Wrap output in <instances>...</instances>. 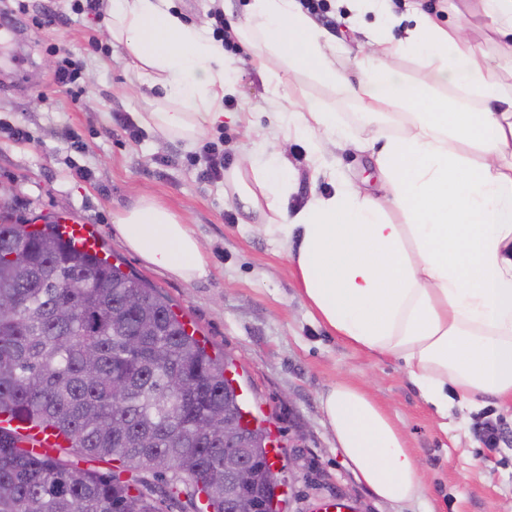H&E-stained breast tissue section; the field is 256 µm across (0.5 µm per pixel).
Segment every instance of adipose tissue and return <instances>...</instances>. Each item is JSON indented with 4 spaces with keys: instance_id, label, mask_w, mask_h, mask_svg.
Listing matches in <instances>:
<instances>
[{
    "instance_id": "adipose-tissue-1",
    "label": "adipose tissue",
    "mask_w": 512,
    "mask_h": 512,
    "mask_svg": "<svg viewBox=\"0 0 512 512\" xmlns=\"http://www.w3.org/2000/svg\"><path fill=\"white\" fill-rule=\"evenodd\" d=\"M440 23L422 0L395 13L390 0H352L350 24L365 40L353 73L336 42L297 0H250L231 28L253 47V65L280 57L288 77L341 86L368 125L360 148L384 181L372 197L340 183L289 210L296 175L283 152L257 143L227 175L238 206L263 214L262 231L289 246L297 285L318 322L370 354L403 361L440 417L448 397L512 401V0H453ZM112 43L134 59L163 104L146 125L194 142L224 120L236 66L221 42L172 12L168 0H108ZM484 19L497 53L476 48L469 18ZM418 54L423 82L397 65ZM281 143L305 141L311 161L350 142L322 102L289 103L273 115ZM395 122L385 135L383 123ZM400 223H393L392 215ZM130 250L187 283L211 274L206 249L177 215L140 198L118 219ZM321 409L344 455L381 500L418 498L423 474L402 430L361 387L331 386Z\"/></svg>"
}]
</instances>
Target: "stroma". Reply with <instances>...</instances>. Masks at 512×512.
Segmentation results:
<instances>
[{
    "instance_id": "35a3bbf8",
    "label": "stroma",
    "mask_w": 512,
    "mask_h": 512,
    "mask_svg": "<svg viewBox=\"0 0 512 512\" xmlns=\"http://www.w3.org/2000/svg\"><path fill=\"white\" fill-rule=\"evenodd\" d=\"M14 0L15 37L0 42V121L22 126L30 140L18 143L0 129V204L10 219L46 222L80 217L97 234L113 263L156 287L198 330L209 351L233 363L249 398L277 435L286 503L283 512H313L318 502L340 495L357 512H512V404L482 398L448 405V427L425 401L402 361L358 350L329 332L310 314L297 286L284 243L261 234L259 215L245 214L225 182L200 180L188 163L205 142H224L226 168L237 165L251 146L249 127H268L273 95L297 101L321 100L354 138L364 137L357 101L338 87L301 77L277 85L282 63L269 57L266 75L252 65L253 49L238 41L236 95L225 97L233 120L186 143L165 138L139 123L152 111L160 88L141 85L131 58L112 45L104 14L78 11L77 0ZM221 3L226 18L243 16L249 0H171L185 23L211 27L208 13ZM58 18L34 26L45 9ZM346 9L329 6L317 18L352 69L362 36L350 28ZM79 67L76 95L53 89L62 57ZM138 122L137 138L117 125L116 115ZM298 171L290 207L311 194H329L339 178L377 195L381 183L368 153L348 148L330 156L335 176L314 170L302 144L288 146ZM91 179L82 180L77 170ZM152 197L175 213L205 245L211 266L207 279L191 284L149 266L130 251L117 227L121 211L139 197ZM366 388L402 429L419 460L424 489L418 499H378L336 446L320 399L333 384ZM498 423L505 438L496 450L484 448L481 423Z\"/></svg>"
}]
</instances>
